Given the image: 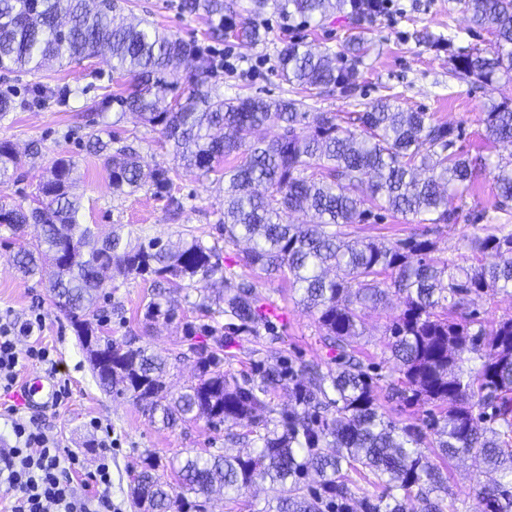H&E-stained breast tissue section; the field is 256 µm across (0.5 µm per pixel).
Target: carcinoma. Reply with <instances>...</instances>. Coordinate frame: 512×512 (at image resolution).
Listing matches in <instances>:
<instances>
[{
	"label": "carcinoma",
	"mask_w": 512,
	"mask_h": 512,
	"mask_svg": "<svg viewBox=\"0 0 512 512\" xmlns=\"http://www.w3.org/2000/svg\"><path fill=\"white\" fill-rule=\"evenodd\" d=\"M472 24L494 41L476 51L460 50L455 70L486 85L512 82V0H458ZM290 21L309 23L329 14L356 22L377 12L372 0H250L248 13L268 7ZM180 9L206 15L208 36L224 38V0H181ZM117 0H0V72L36 75L51 62H80L104 56L112 61L119 91L88 106L102 112L110 103L119 117L132 112L173 144L180 165L144 171L135 149L116 131L88 120L85 145L102 160L116 195L143 186L181 214L184 203L175 181L181 174H215L224 191V213L217 221L224 240L247 243L241 258L249 270L224 269L216 248L202 238L133 244L114 230L100 240L79 222L80 196L74 193L77 164L36 141L29 155L45 170L30 203L0 200V226L21 235L34 225L37 237L13 256L17 269L33 276L52 268L49 288L56 309L70 320L90 366L106 392L127 396L150 422L172 428L204 419L220 426L247 423L259 429L257 446L245 455H195L180 462L177 486L160 481V460L152 455L133 477L131 496L138 512H205L216 491L235 500L257 482L269 484L261 512H444L448 494L443 465L477 454L495 474L478 494L483 512H512V317L491 328L466 310L471 297L512 291V231L501 224L472 242L476 263L436 262L434 242L421 229L395 242L352 237V228L378 218L373 209L420 224H453L448 198L463 195L488 172L496 195L512 200V161L490 165L457 145L458 127L428 112L404 109L394 97H380L361 112H310L306 97L329 86L348 93L359 79L366 40L353 35L339 51L286 42L277 52V72L300 98H226L215 88L218 71L211 51L159 30L153 23L116 20ZM235 37L265 40L253 21L235 28ZM191 62L187 87L177 65ZM72 93L67 84H37L30 97L0 90V117L27 106L61 104ZM484 139L512 143V98L491 102L483 118ZM273 126L268 140L254 134ZM233 164L223 167L224 160ZM22 158L10 141H0V184L10 180ZM312 211L317 221L297 224L296 213ZM491 261H484L485 256ZM151 276L155 294L146 305L145 327L168 321L175 311L164 302L172 288L201 293L199 311L212 306L227 322L212 330L211 343L192 342L174 359L192 358L196 380L174 393L164 376L168 359L132 336L118 343L94 321L111 276ZM281 276L313 312L336 351V369L287 363L262 368L257 379H236L224 371L227 336L272 332L259 280ZM400 296L403 309L389 327V343L399 377L389 397L411 405L434 406L425 426L399 424L379 412V379L360 358L363 310ZM291 402L276 411L271 394L283 385ZM366 470L382 487L375 497H356L349 471ZM319 477L310 488L304 479Z\"/></svg>",
	"instance_id": "obj_1"
}]
</instances>
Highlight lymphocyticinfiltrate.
I'll use <instances>...</instances> for the list:
<instances>
[{
	"instance_id": "f902f5d3",
	"label": "lymphocytic infiltrate",
	"mask_w": 512,
	"mask_h": 512,
	"mask_svg": "<svg viewBox=\"0 0 512 512\" xmlns=\"http://www.w3.org/2000/svg\"><path fill=\"white\" fill-rule=\"evenodd\" d=\"M45 323L39 311L19 324L0 323L1 391L18 388L19 372L30 361L43 365L57 379L58 363L40 338ZM18 412L14 405L0 411L12 437L10 447L0 448V475H5L12 490L7 512H118L112 501L110 457L105 453L111 439H97L104 453L89 476L90 492L80 494L74 486V477L83 468L80 455L60 448L42 421L18 419Z\"/></svg>"
}]
</instances>
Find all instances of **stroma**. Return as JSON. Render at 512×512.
I'll use <instances>...</instances> for the list:
<instances>
[{"mask_svg": "<svg viewBox=\"0 0 512 512\" xmlns=\"http://www.w3.org/2000/svg\"><path fill=\"white\" fill-rule=\"evenodd\" d=\"M180 0H122V14L127 20L147 19L160 30L187 41H194L213 55L232 63L229 71L220 72L216 87L225 97L257 95L265 98L287 97L289 85L276 73V56L284 42L301 40L309 44L340 50L354 29L347 17L333 16L322 22H284L274 10H266L259 22L268 31L265 41L250 45L233 36L210 40L205 18L181 14ZM367 52L360 66L361 76L356 90L343 93L331 88L309 98L315 112H355L360 104L392 95L405 108L433 113L439 121L458 126L462 131L460 146L480 150L490 163L512 159V144H485L482 135L483 113L495 93L475 77H464L455 71L447 48L433 47L427 36L453 37L456 47L483 49L492 36L484 30L472 29L466 14L456 0H398L396 9L388 15L366 19L363 24ZM112 71L105 58L96 57L66 66L52 65L39 73L44 83L68 84L73 94L67 105L40 109H20L0 118V140L13 142L24 150L30 141L43 142L56 153L77 159L81 178L75 188L81 196V223L90 225L104 237L114 228H122L132 240L152 238L175 239L191 234L200 236L206 245L216 247L225 266L243 273L240 263L241 246L225 243L215 228L224 210V196L211 179L182 175L177 182L185 203L180 220H169L161 201L155 200L148 188L129 195H113L109 178L100 161L87 153L82 145L81 123L88 104L113 90ZM104 124H118L121 136H135L134 143L144 165L168 166L172 156L159 133L144 127L133 115L117 116L115 109L100 113ZM449 208L460 209L457 223L434 232L437 260H453L468 265L473 254L470 241L485 236L484 222L473 220V212L483 210L512 227V202L500 204L490 179L483 178L464 199H452ZM418 227L416 218L390 212L376 222L355 227L357 238L392 242L407 237ZM18 246L6 227L0 226V320L23 321L30 310L38 308L46 316L43 341L59 363L62 376L70 383L66 407L53 410L50 406L22 407V419L40 418L59 441L61 447L78 452L85 460L86 472L94 471L99 449L86 428L90 418H98L103 431L112 436V501L119 512H136L130 492L133 474L139 471L147 455H155L162 466V480L174 482L172 463L186 455L205 454L223 449L230 455L246 454L252 445L244 441L228 443L226 428H213L205 422L190 423L174 429L152 424L143 410L132 400L106 394L97 384L78 338L69 320L53 305L46 282L19 274L13 264ZM110 303L100 310L106 316L105 328L116 340L139 332L144 305L153 288L142 278H116ZM271 307L277 308L276 336L261 334L232 338L224 346V369L232 375L252 377L258 362L280 363L314 361L323 369L335 365L334 350L326 347L315 318L297 304L287 280L265 279L260 285ZM175 315L159 321L146 341L151 349L170 357L166 382L177 391L194 381L197 374L194 359L175 360L174 355L185 343L186 325H194L197 341H206L212 328L224 325L223 315L201 317L194 304L197 290H177ZM120 312H113V304ZM402 305L397 295H390L382 304L368 308L364 314V335L361 339L364 364L376 367L382 382L396 380L398 371L389 350L388 328L400 314ZM480 460L465 457L451 461L448 469L446 512H481L478 483L490 482Z\"/></svg>", "mask_w": 512, "mask_h": 512, "instance_id": "obj_1", "label": "stroma"}]
</instances>
